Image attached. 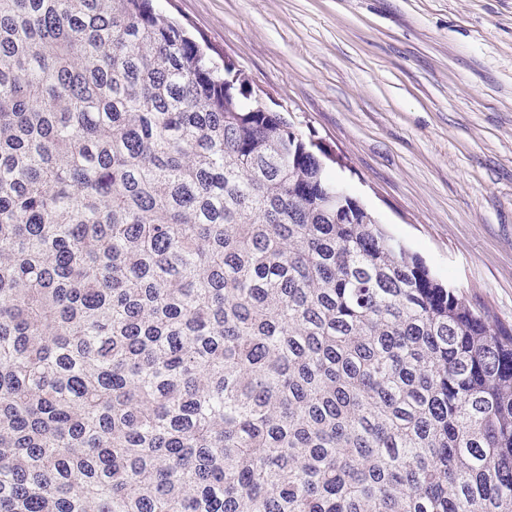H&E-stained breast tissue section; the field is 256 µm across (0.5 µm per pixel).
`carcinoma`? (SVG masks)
<instances>
[{
  "label": "carcinoma",
  "mask_w": 512,
  "mask_h": 512,
  "mask_svg": "<svg viewBox=\"0 0 512 512\" xmlns=\"http://www.w3.org/2000/svg\"><path fill=\"white\" fill-rule=\"evenodd\" d=\"M154 0H0V512H512V329Z\"/></svg>",
  "instance_id": "obj_1"
}]
</instances>
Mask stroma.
<instances>
[{"mask_svg": "<svg viewBox=\"0 0 512 512\" xmlns=\"http://www.w3.org/2000/svg\"><path fill=\"white\" fill-rule=\"evenodd\" d=\"M332 156L443 283L512 326V0H158Z\"/></svg>", "mask_w": 512, "mask_h": 512, "instance_id": "1", "label": "stroma"}]
</instances>
